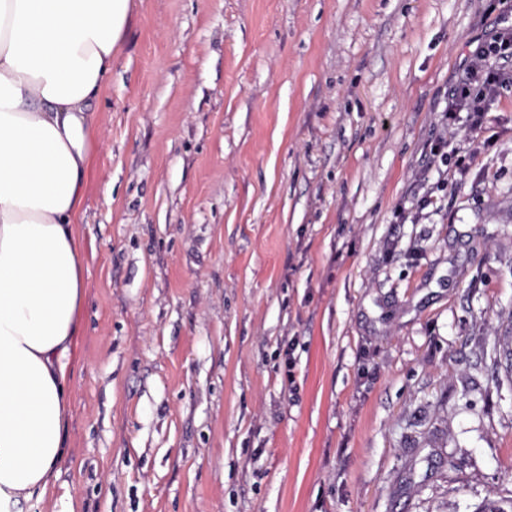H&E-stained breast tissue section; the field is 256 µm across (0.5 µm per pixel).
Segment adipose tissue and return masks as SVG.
<instances>
[{
  "mask_svg": "<svg viewBox=\"0 0 512 512\" xmlns=\"http://www.w3.org/2000/svg\"><path fill=\"white\" fill-rule=\"evenodd\" d=\"M131 0H0V512L45 493L66 454L82 338L79 222L93 101Z\"/></svg>",
  "mask_w": 512,
  "mask_h": 512,
  "instance_id": "adipose-tissue-1",
  "label": "adipose tissue"
}]
</instances>
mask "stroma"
I'll return each instance as SVG.
<instances>
[{"label":"stroma","instance_id":"stroma-1","mask_svg":"<svg viewBox=\"0 0 512 512\" xmlns=\"http://www.w3.org/2000/svg\"><path fill=\"white\" fill-rule=\"evenodd\" d=\"M487 0H132L76 226L66 457L20 512L512 498V93L426 157ZM437 200L401 223L417 184Z\"/></svg>","mask_w":512,"mask_h":512}]
</instances>
